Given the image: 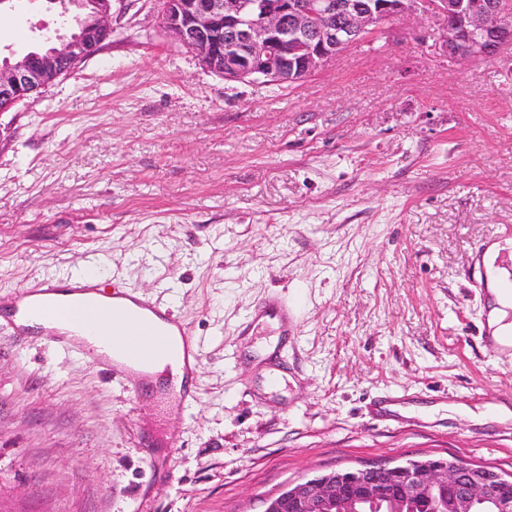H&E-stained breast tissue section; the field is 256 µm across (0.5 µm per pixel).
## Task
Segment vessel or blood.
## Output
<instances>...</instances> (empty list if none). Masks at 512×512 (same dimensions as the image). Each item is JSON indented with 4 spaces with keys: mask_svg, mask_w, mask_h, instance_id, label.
<instances>
[{
    "mask_svg": "<svg viewBox=\"0 0 512 512\" xmlns=\"http://www.w3.org/2000/svg\"><path fill=\"white\" fill-rule=\"evenodd\" d=\"M63 290L74 295L76 314L102 327L103 335L78 338L55 327L62 305L59 293ZM17 300L30 305L46 323L50 344L80 351L107 374L134 379L131 393L137 401H144L147 395L149 364L172 357L186 380L182 398L186 405L194 404L196 394L191 380L198 368L200 344L189 326L162 304L124 291L104 293L94 280L73 281L66 276L46 278L35 286L20 288ZM295 310V304L285 305L271 299L255 306L249 317L274 319L285 331L295 317Z\"/></svg>",
    "mask_w": 512,
    "mask_h": 512,
    "instance_id": "vessel-or-blood-1",
    "label": "vessel or blood"
}]
</instances>
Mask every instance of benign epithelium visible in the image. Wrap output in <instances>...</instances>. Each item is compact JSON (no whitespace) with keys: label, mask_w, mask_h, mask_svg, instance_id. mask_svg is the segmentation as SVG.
I'll list each match as a JSON object with an SVG mask.
<instances>
[{"label":"benign epithelium","mask_w":512,"mask_h":512,"mask_svg":"<svg viewBox=\"0 0 512 512\" xmlns=\"http://www.w3.org/2000/svg\"><path fill=\"white\" fill-rule=\"evenodd\" d=\"M92 10L74 34L46 38L36 58L0 62V112L39 92L110 37L112 0H73ZM509 0H163V27L196 52L200 65L229 82L297 83L384 23L418 14L436 31L448 60H492L512 36ZM439 498L443 512H512V474L436 457L334 469L286 485L265 512H354L360 502Z\"/></svg>","instance_id":"benign-epithelium-1"}]
</instances>
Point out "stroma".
<instances>
[{"label":"stroma","mask_w":512,"mask_h":512,"mask_svg":"<svg viewBox=\"0 0 512 512\" xmlns=\"http://www.w3.org/2000/svg\"><path fill=\"white\" fill-rule=\"evenodd\" d=\"M161 8L112 0L102 49L0 114V310L98 267L191 326L198 399L142 407L1 328L0 512H135L145 491L152 512H264L290 482L421 456L512 474V418L487 414L512 399V353L466 276L512 240V49L451 62L404 18L301 82L244 84ZM60 12L0 0V56ZM275 293L303 298L294 335H242Z\"/></svg>","instance_id":"obj_1"}]
</instances>
